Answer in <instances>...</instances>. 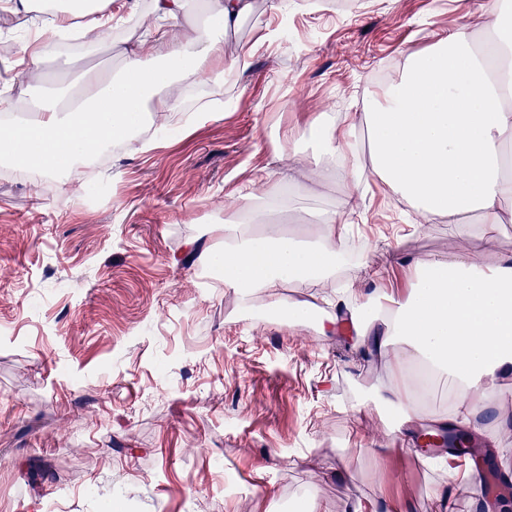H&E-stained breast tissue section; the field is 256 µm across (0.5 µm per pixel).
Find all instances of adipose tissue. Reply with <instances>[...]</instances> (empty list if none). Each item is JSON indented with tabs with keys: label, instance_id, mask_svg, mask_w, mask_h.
I'll list each match as a JSON object with an SVG mask.
<instances>
[{
	"label": "adipose tissue",
	"instance_id": "adipose-tissue-1",
	"mask_svg": "<svg viewBox=\"0 0 512 512\" xmlns=\"http://www.w3.org/2000/svg\"><path fill=\"white\" fill-rule=\"evenodd\" d=\"M152 4L156 22L144 38L150 54L130 50L112 77L84 71L76 104L42 103L29 120L0 128V155L28 159L51 175L69 171L125 137L131 113L150 109L159 124L169 122L185 80L249 67L251 48L228 62L214 51L225 30L252 11L253 0H215L218 22L201 25L191 19L188 0ZM136 7L137 0H0V11L44 16L15 60L21 72L42 63L57 31L82 20L101 39ZM482 24V15H475L472 25L438 40L427 54L410 56L402 76L389 80L363 115L373 176L414 210L419 223L453 226L447 260L406 261L411 288L401 299L385 292L386 267L361 264L326 297L329 311L319 329L324 336L345 334L362 359L386 362L388 381L366 400L383 411L386 431L403 447H411L429 422L473 434L499 456L500 432L512 425V404L499 392L500 378L512 373V254L481 265L466 225L474 218L489 227L512 223V175L503 171V152L512 147V23L496 21L493 41L478 52L470 29ZM319 126L320 154L346 194L340 211L316 215L314 243L280 231L258 235L237 221L212 227L224 240L225 286L237 289L245 306L263 291L270 308L285 309L292 325L303 311L284 303L281 286L334 275L364 182L352 125L323 119ZM414 368L448 378L453 396L447 410H424L410 377ZM492 406L495 425L479 422Z\"/></svg>",
	"mask_w": 512,
	"mask_h": 512
}]
</instances>
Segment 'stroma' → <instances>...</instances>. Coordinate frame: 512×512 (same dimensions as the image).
I'll return each instance as SVG.
<instances>
[{
  "instance_id": "1",
  "label": "stroma",
  "mask_w": 512,
  "mask_h": 512,
  "mask_svg": "<svg viewBox=\"0 0 512 512\" xmlns=\"http://www.w3.org/2000/svg\"><path fill=\"white\" fill-rule=\"evenodd\" d=\"M502 3L254 0L218 48L229 60L257 43L249 68L210 76L153 148L127 140L91 172L39 179L0 158V512H345L376 496L435 512L444 468L398 448L381 410L354 407L387 380L383 362L358 360L342 336L238 310L187 243L213 244L207 225L279 188L290 166L288 228L311 237L306 211L339 208L344 185L330 170L305 179L288 135L331 108L361 113L379 70L401 72ZM132 21L127 36L53 50L30 73L0 57V86L28 104L65 99L80 72L122 68L155 21L150 0ZM358 213L350 231L363 260L387 264L388 294L409 287L391 255L447 259L450 226L409 227L378 179L360 188Z\"/></svg>"
}]
</instances>
